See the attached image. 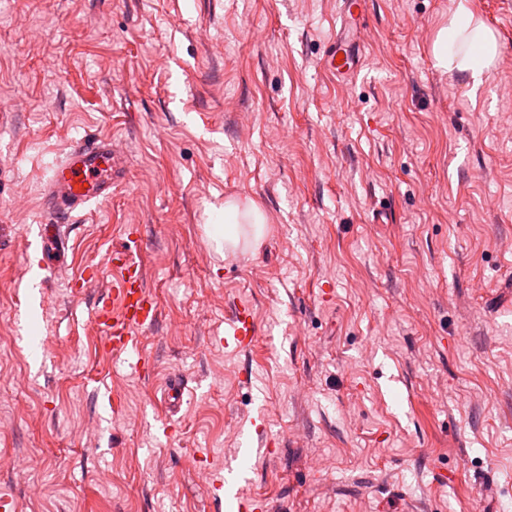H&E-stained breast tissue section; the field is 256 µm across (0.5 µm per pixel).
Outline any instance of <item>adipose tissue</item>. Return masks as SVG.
<instances>
[{
	"label": "adipose tissue",
	"instance_id": "ef3b65f1",
	"mask_svg": "<svg viewBox=\"0 0 512 512\" xmlns=\"http://www.w3.org/2000/svg\"><path fill=\"white\" fill-rule=\"evenodd\" d=\"M432 56L436 67L459 69L468 73L473 85L482 83L498 56V45L492 32L475 18L470 0H454L447 24L432 43Z\"/></svg>",
	"mask_w": 512,
	"mask_h": 512
}]
</instances>
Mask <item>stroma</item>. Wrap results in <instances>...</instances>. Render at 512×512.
Here are the masks:
<instances>
[{
	"label": "stroma",
	"mask_w": 512,
	"mask_h": 512,
	"mask_svg": "<svg viewBox=\"0 0 512 512\" xmlns=\"http://www.w3.org/2000/svg\"><path fill=\"white\" fill-rule=\"evenodd\" d=\"M366 3L340 83L321 62L338 0H0L17 512H237L226 474L270 512H512V0L471 2L499 48L476 89L432 59L453 0ZM87 135L118 145L120 176L40 269L47 172ZM228 203L264 223L219 248ZM125 244L159 317L115 356L92 313ZM231 336L238 349L248 348L257 336V321L252 308L247 304H238L231 309Z\"/></svg>",
	"instance_id": "obj_1"
}]
</instances>
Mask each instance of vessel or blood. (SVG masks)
Segmentation results:
<instances>
[{
	"mask_svg": "<svg viewBox=\"0 0 512 512\" xmlns=\"http://www.w3.org/2000/svg\"><path fill=\"white\" fill-rule=\"evenodd\" d=\"M363 0H342L340 27L325 58L326 70L339 80L353 78L360 69L358 48L365 31L359 20ZM111 138L91 136L73 145L65 158L48 175L44 205L61 219L112 195L117 165ZM111 284L94 309L95 322L105 347L115 352L137 349L140 329L155 324L158 303L146 283L142 261L130 250L113 248L108 255ZM231 335L237 348L250 347L257 336V321L247 304L236 305L230 315Z\"/></svg>",
	"mask_w": 512,
	"mask_h": 512,
	"instance_id": "b4317fda",
	"label": "vessel or blood"
}]
</instances>
